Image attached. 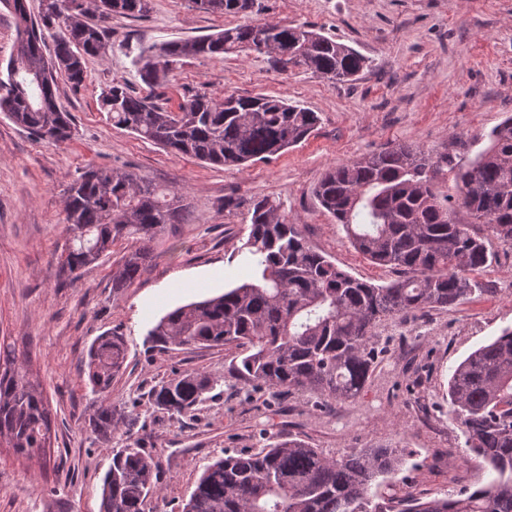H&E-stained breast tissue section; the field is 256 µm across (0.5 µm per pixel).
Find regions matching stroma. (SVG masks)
Returning <instances> with one entry per match:
<instances>
[{
    "label": "stroma",
    "mask_w": 512,
    "mask_h": 512,
    "mask_svg": "<svg viewBox=\"0 0 512 512\" xmlns=\"http://www.w3.org/2000/svg\"><path fill=\"white\" fill-rule=\"evenodd\" d=\"M255 12H202L190 0H151L147 17H113L108 53L87 64L81 91L59 80V106L74 117L60 145L37 139L0 114V355L16 358L46 397L51 446L32 457L0 447V512H99L101 480L113 449L139 439L158 464L162 492L146 512H181L205 466L224 453L262 445V433H293L334 457L360 448H401L405 461L390 490L434 497L485 482L465 462V437L449 411L448 379L470 352L512 327V245L490 239L481 293L448 309L410 313L378 330L387 353L353 402L330 414L306 396L235 389L224 349L169 351L146 344L148 330L177 306L223 293L247 278L234 252L256 197L282 203L306 241L351 275L385 284L395 274L363 259L341 225L319 205L314 188L330 168L403 143L447 157L434 175L438 194H455L461 164L512 115V0H259ZM261 21L307 24L355 48L371 62L354 80L330 82L301 67L281 70L260 54L196 56L174 65L161 92L170 108L200 92L272 95L318 112L321 122L300 144L269 161L215 167L113 127L98 96L115 81L138 95L149 89L132 64L143 44L214 34ZM107 167L182 194L185 224L150 242L154 258L121 294L112 292L118 254L68 277L60 255L68 234L67 190L85 168ZM243 206L228 212L225 197ZM122 334L123 372L108 399L137 422L111 444L87 428L99 404L82 370L85 349L102 332ZM200 371L217 382L194 417L153 411L155 385Z\"/></svg>",
    "instance_id": "obj_1"
}]
</instances>
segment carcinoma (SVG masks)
Wrapping results in <instances>:
<instances>
[{
    "instance_id": "obj_1",
    "label": "carcinoma",
    "mask_w": 512,
    "mask_h": 512,
    "mask_svg": "<svg viewBox=\"0 0 512 512\" xmlns=\"http://www.w3.org/2000/svg\"><path fill=\"white\" fill-rule=\"evenodd\" d=\"M12 3L16 40L0 77V113L40 140L72 137L73 118L57 103L58 76L75 91L87 61L105 56L102 22L143 18L150 0H55L52 13L31 15L27 0ZM206 13L236 15L256 0H192ZM54 48L46 52V40ZM250 51L283 70L304 66L331 82L348 81L368 66L352 47L307 25L244 23L194 39L151 44L134 60L143 84L166 81L181 58ZM99 105L112 125L174 153L220 167L269 161L303 141L318 125L312 110L274 96L195 94L173 112L133 94L125 82L103 89ZM490 144L463 165L456 195L438 197L433 177L440 160L415 144H398L321 177L315 195L342 225L351 246L372 263L398 273L375 285L339 268L305 241L281 205L252 200L247 236L237 248L249 279L224 294L179 306L147 333L156 347H222L230 373L275 394L301 391L322 403L355 399L375 374L383 350L378 326L396 316L446 309L478 291L489 262L481 224L512 245V115L489 134ZM71 233L63 268L71 275L98 262L122 241L129 248L112 274L119 293L151 259L145 243L170 224L189 220L183 196L167 195L128 172L89 166L72 181L65 201ZM87 378L100 403L88 419L96 440L108 442L131 420L107 402L112 381L127 359L124 337L105 332L88 349ZM0 373V437L30 454L50 442L45 402L16 358ZM214 387L192 372L148 393L156 412L192 417ZM451 412L466 446L488 475L486 483L428 497L409 491L376 494L380 478L399 471L400 448H361L337 459L292 435H272L256 451L226 453L207 465L182 512H512V328L462 360L448 381ZM160 492L158 468L137 444L112 449L103 478L100 512H145Z\"/></svg>"
}]
</instances>
